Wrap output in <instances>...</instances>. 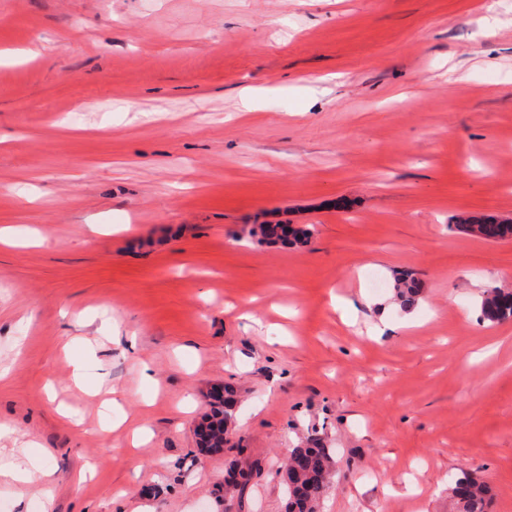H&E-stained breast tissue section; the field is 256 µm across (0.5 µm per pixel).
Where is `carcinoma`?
Wrapping results in <instances>:
<instances>
[{
  "instance_id": "1",
  "label": "carcinoma",
  "mask_w": 512,
  "mask_h": 512,
  "mask_svg": "<svg viewBox=\"0 0 512 512\" xmlns=\"http://www.w3.org/2000/svg\"><path fill=\"white\" fill-rule=\"evenodd\" d=\"M488 236L498 240L512 234V221L487 219L483 221ZM249 234L261 235L271 242L281 241L285 244L305 246L313 234L309 225L291 231L290 237L279 233L277 224H258L249 230ZM420 288L415 280L404 277L394 280L393 300L405 311L417 303ZM481 310L483 317L490 322H502L512 318V294H504L496 289L485 295ZM237 403L233 388H224V407L216 406L211 410L212 426L208 435L195 431L197 444L205 443L224 429V417L233 415L232 407ZM254 464L234 460L229 463L224 473V485L217 492L232 495L247 485L251 479ZM335 452L316 441L292 449L286 457L284 470L288 479L295 485L294 495L288 496V512H317L320 502L330 492L335 478ZM450 494L458 506V512H487L489 488L486 483L464 475L455 480L450 487Z\"/></svg>"
}]
</instances>
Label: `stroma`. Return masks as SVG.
Returning <instances> with one entry per match:
<instances>
[{
	"label": "stroma",
	"instance_id": "1",
	"mask_svg": "<svg viewBox=\"0 0 512 512\" xmlns=\"http://www.w3.org/2000/svg\"><path fill=\"white\" fill-rule=\"evenodd\" d=\"M456 215L512 220V0H0V463L54 470L0 512H286L312 436L319 512H512V238ZM281 224H257L249 230L251 236L260 234L264 239L271 242L281 241L284 244L290 243L296 246H305L309 243L310 238L313 234V228L311 225H304L288 231V238L281 236L279 233V227ZM292 234V237L289 235ZM420 288L414 279L397 278L393 284V300L405 311L417 303ZM483 317L491 322H502L512 318V294L493 289L487 292L482 303ZM222 392L225 393L224 395V406L227 409L221 408L220 406H216L212 408L211 410V416L206 415L208 418L212 417V426L210 428V431L208 433V439L211 441V438H213L217 433L223 432L224 429V416H233V410L232 407L237 403L236 399V393L233 390V388L229 386H224L222 384L215 385L210 387L209 391L207 392V400L208 402L211 401V396L216 394V392ZM335 452L319 442L292 448L284 470L295 485L294 497L288 487V512H316L330 492L335 478ZM253 468L254 464L249 463L247 461H231L224 473V486H220L217 489L218 493H222L219 497H223V492L225 497L227 495L234 494L238 490V488L245 487L251 479ZM238 475H240L241 477H244V475H246V480L244 482L238 481ZM450 494L458 506V512H486L489 501V488L486 483L463 475L450 487Z\"/></svg>",
	"mask_w": 512,
	"mask_h": 512
}]
</instances>
